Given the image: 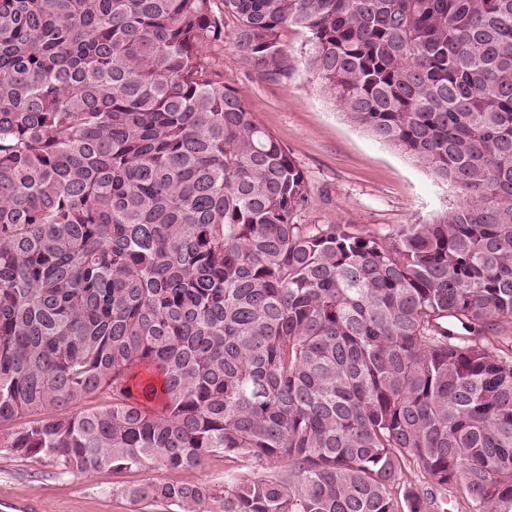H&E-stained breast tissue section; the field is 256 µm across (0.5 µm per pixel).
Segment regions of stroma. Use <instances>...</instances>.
I'll return each instance as SVG.
<instances>
[{
    "label": "stroma",
    "mask_w": 512,
    "mask_h": 512,
    "mask_svg": "<svg viewBox=\"0 0 512 512\" xmlns=\"http://www.w3.org/2000/svg\"><path fill=\"white\" fill-rule=\"evenodd\" d=\"M206 61L226 87L241 95L257 124L294 157L309 184L302 224H353L386 234L403 224L425 222L458 202L455 190L437 182L399 150L351 125L333 100L303 72L274 80L256 73L229 44L211 47ZM231 462L207 457L190 470L171 472L153 464L125 473L127 483L219 481ZM111 470L80 474L0 453V512H132L114 495Z\"/></svg>",
    "instance_id": "obj_1"
}]
</instances>
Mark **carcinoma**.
<instances>
[{
	"label": "carcinoma",
	"instance_id": "cac0c4a2",
	"mask_svg": "<svg viewBox=\"0 0 512 512\" xmlns=\"http://www.w3.org/2000/svg\"><path fill=\"white\" fill-rule=\"evenodd\" d=\"M310 80L459 203L383 236L204 51ZM512 0H0V451L169 512H512ZM409 478L417 484L423 485L425 488L431 489L437 497V505L439 506L435 512H466L468 510L461 493L454 486H450L447 490L441 488H432L427 483H424V478L416 470L408 472ZM419 476V477H418Z\"/></svg>",
	"mask_w": 512,
	"mask_h": 512
}]
</instances>
